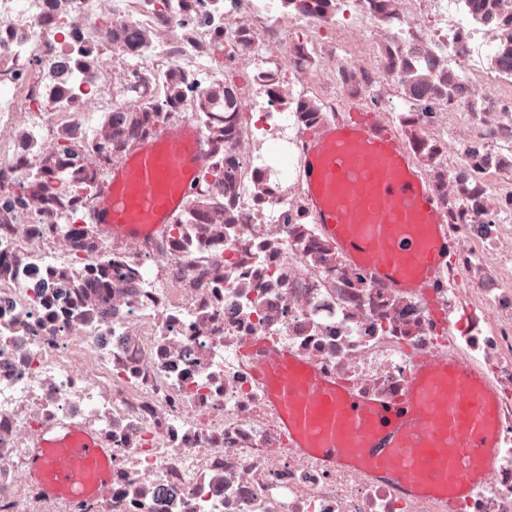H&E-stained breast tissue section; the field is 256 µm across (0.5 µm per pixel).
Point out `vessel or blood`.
<instances>
[{
  "label": "vessel or blood",
  "instance_id": "vessel-or-blood-1",
  "mask_svg": "<svg viewBox=\"0 0 512 512\" xmlns=\"http://www.w3.org/2000/svg\"><path fill=\"white\" fill-rule=\"evenodd\" d=\"M204 159L192 125L162 128L113 166L95 223L117 238L141 224L161 226L189 195V176ZM305 168L317 222L345 256L365 263L376 282L429 296L448 248L447 219L399 136L364 120L326 124L309 139ZM251 352L290 447L325 466H358L394 481L412 476L406 491L442 494L447 512H458L496 468L498 393L455 354L422 356L401 396L370 400L288 349L255 344ZM68 435L76 443L64 457L42 441L29 476L46 493L76 498L87 491L80 463L107 451L86 433Z\"/></svg>",
  "mask_w": 512,
  "mask_h": 512
}]
</instances>
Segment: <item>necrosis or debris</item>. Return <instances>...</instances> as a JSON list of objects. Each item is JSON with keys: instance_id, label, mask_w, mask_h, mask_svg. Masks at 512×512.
Here are the masks:
<instances>
[{"instance_id": "necrosis-or-debris-1", "label": "necrosis or debris", "mask_w": 512, "mask_h": 512, "mask_svg": "<svg viewBox=\"0 0 512 512\" xmlns=\"http://www.w3.org/2000/svg\"><path fill=\"white\" fill-rule=\"evenodd\" d=\"M391 124L455 246L431 299L372 281L317 224L304 145ZM191 123L206 158L163 229L92 224L115 163ZM371 398L416 358L501 392L512 512V0H0V512H446L283 439L247 345ZM66 424L108 449L79 499L26 477Z\"/></svg>"}]
</instances>
